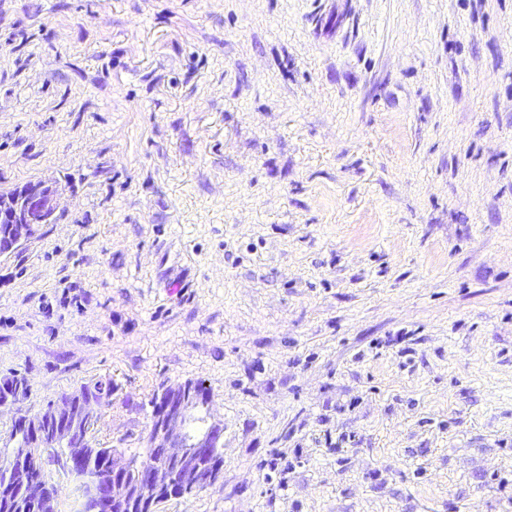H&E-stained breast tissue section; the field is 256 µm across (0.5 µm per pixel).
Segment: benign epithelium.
<instances>
[{"label": "benign epithelium", "mask_w": 512, "mask_h": 512, "mask_svg": "<svg viewBox=\"0 0 512 512\" xmlns=\"http://www.w3.org/2000/svg\"><path fill=\"white\" fill-rule=\"evenodd\" d=\"M58 195L59 190L46 181L29 182L11 192L0 193V257L18 250L35 235L39 225L53 223ZM93 387L95 395L86 400L68 403L57 400L36 415L18 416L21 426L33 434L42 453L17 448L13 457L0 462V468L11 470L22 459L43 467L46 459L62 452L67 469L76 471L83 454L72 443L81 440L92 447L99 411L114 390L110 382L97 381ZM210 401V392L197 391L191 380L168 386L154 396L145 447L164 448L166 452L154 458L112 449L109 492L112 512H159L163 503L217 482L223 468L220 448L224 447V424L213 420ZM197 412L203 414L207 427L191 436L187 428ZM27 493L42 499L43 512H57V498L51 486L35 480Z\"/></svg>", "instance_id": "obj_1"}]
</instances>
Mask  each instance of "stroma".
<instances>
[{
	"label": "stroma",
	"instance_id": "obj_1",
	"mask_svg": "<svg viewBox=\"0 0 512 512\" xmlns=\"http://www.w3.org/2000/svg\"><path fill=\"white\" fill-rule=\"evenodd\" d=\"M0 377L224 422L162 512H512V0H0ZM57 512H82L56 463ZM58 195L59 190L46 181L0 193V257L18 250L39 225L53 223Z\"/></svg>",
	"mask_w": 512,
	"mask_h": 512
}]
</instances>
